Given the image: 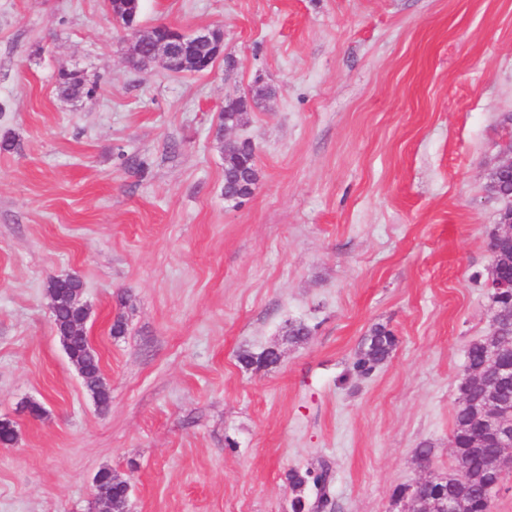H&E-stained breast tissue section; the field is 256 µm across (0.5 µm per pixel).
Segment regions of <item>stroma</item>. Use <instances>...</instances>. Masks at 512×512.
Listing matches in <instances>:
<instances>
[{
  "mask_svg": "<svg viewBox=\"0 0 512 512\" xmlns=\"http://www.w3.org/2000/svg\"><path fill=\"white\" fill-rule=\"evenodd\" d=\"M140 21L223 27L226 58L136 70L105 0H0V512H96L104 467L128 512H292L289 471L324 466L335 512H405L396 488L448 471L489 332L512 0H142ZM65 71L96 99L61 96ZM266 85L232 133L260 172L238 204L219 114ZM71 273L104 408L51 325ZM377 324L397 346L357 376Z\"/></svg>",
  "mask_w": 512,
  "mask_h": 512,
  "instance_id": "1",
  "label": "stroma"
}]
</instances>
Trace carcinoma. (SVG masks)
<instances>
[{"mask_svg": "<svg viewBox=\"0 0 512 512\" xmlns=\"http://www.w3.org/2000/svg\"><path fill=\"white\" fill-rule=\"evenodd\" d=\"M63 93L71 98L91 100L95 96V84L90 80L70 83L60 81ZM250 104L241 99L229 111L220 113L221 123L244 122ZM258 169L255 162V151L251 141L244 140L235 149L224 154V193L229 196H246L256 188ZM492 250L491 259L496 266L491 274L505 277L512 274V262L502 254L503 246L497 241L488 243ZM84 287L83 281L76 275H67L61 279H52L47 288L53 303L52 319L56 334L60 337L69 359L75 363L84 379L87 389L101 406L108 404L109 395L100 376V363L96 353L87 345L85 331L74 327L78 320L73 309L70 296L73 291ZM397 345L394 333L384 326H375L364 338L357 354L353 369L359 376L370 375L375 368L392 355ZM467 357L473 366L479 368L493 358L512 366V342L485 336L470 344ZM278 357L268 352L253 355L246 353L240 356V362L246 367H267L277 363ZM469 403L455 406L452 424V440L455 447L452 451V463L448 475L443 477L445 485L441 489L448 495L458 494V512H492L493 497L487 491L498 490L508 468L502 463L500 452L484 440L488 433V424L478 403L484 399L486 392L478 381H472L465 389ZM498 405L495 420L499 427L512 429V380L499 385L496 389ZM99 488L111 503L112 512H123L128 483L120 479L110 468L99 470ZM328 471L313 473L310 470L291 471L288 481L291 489L297 492L292 500V512H305L308 503L301 492L304 487L313 484H325ZM413 512H442L436 488L410 489Z\"/></svg>", "mask_w": 512, "mask_h": 512, "instance_id": "carcinoma-1", "label": "carcinoma"}]
</instances>
